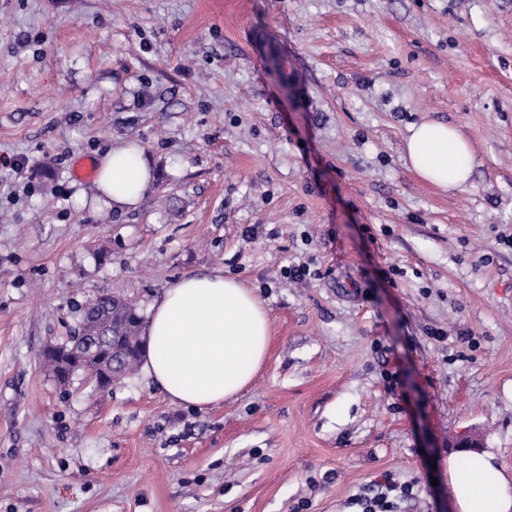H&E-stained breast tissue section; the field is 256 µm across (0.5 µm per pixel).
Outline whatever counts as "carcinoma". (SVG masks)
<instances>
[{"label": "carcinoma", "instance_id": "1", "mask_svg": "<svg viewBox=\"0 0 512 512\" xmlns=\"http://www.w3.org/2000/svg\"><path fill=\"white\" fill-rule=\"evenodd\" d=\"M94 329L107 336V343L102 351L97 353L101 360H85L73 352L71 344L81 340L85 333ZM121 345L128 353L127 369L133 372L141 361L143 341L141 338V316L136 305L129 299L114 295L110 292H100L92 301L87 303L81 313V325L78 334L67 342L57 346L65 356H72L75 362L70 365L67 375L59 374V363L54 359H44L48 371L61 385L70 382L73 375L84 374L93 382L104 373V363L109 361L108 349L112 345Z\"/></svg>", "mask_w": 512, "mask_h": 512}]
</instances>
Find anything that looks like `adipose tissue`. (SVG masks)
<instances>
[{
  "mask_svg": "<svg viewBox=\"0 0 512 512\" xmlns=\"http://www.w3.org/2000/svg\"><path fill=\"white\" fill-rule=\"evenodd\" d=\"M406 153L412 171L442 189L463 188L472 173L469 141L444 122L413 125ZM152 185L148 156L128 142L100 157L91 204L124 212ZM145 334V373L172 403L207 409L250 385L267 357L271 326L252 289L214 270L170 283L152 305ZM448 479L457 512H512V482L492 454L450 456Z\"/></svg>",
  "mask_w": 512,
  "mask_h": 512,
  "instance_id": "obj_1",
  "label": "adipose tissue"
}]
</instances>
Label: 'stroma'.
Masks as SVG:
<instances>
[{"mask_svg":"<svg viewBox=\"0 0 512 512\" xmlns=\"http://www.w3.org/2000/svg\"><path fill=\"white\" fill-rule=\"evenodd\" d=\"M428 120L463 189L411 170ZM130 141L150 192L80 205L75 164ZM1 156L0 512H351L385 473L456 512L469 436L512 480V0H0ZM215 269L271 318L236 398L43 366L90 295L146 317ZM406 153L412 171L441 189H462L472 173L471 145L458 127L448 123L423 121L413 125Z\"/></svg>","mask_w":512,"mask_h":512,"instance_id":"1","label":"stroma"}]
</instances>
